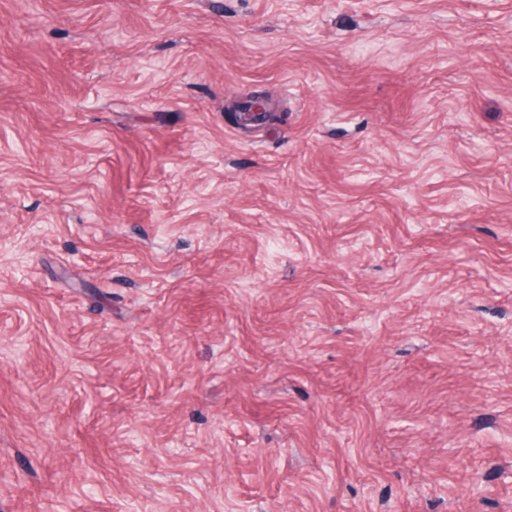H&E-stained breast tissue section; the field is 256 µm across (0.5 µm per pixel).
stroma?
<instances>
[{
    "label": "stroma",
    "mask_w": 512,
    "mask_h": 512,
    "mask_svg": "<svg viewBox=\"0 0 512 512\" xmlns=\"http://www.w3.org/2000/svg\"><path fill=\"white\" fill-rule=\"evenodd\" d=\"M0 512H512V0H0Z\"/></svg>",
    "instance_id": "35a3bbf8"
}]
</instances>
